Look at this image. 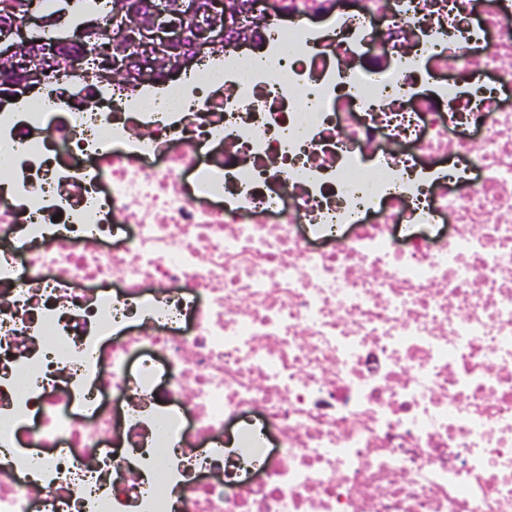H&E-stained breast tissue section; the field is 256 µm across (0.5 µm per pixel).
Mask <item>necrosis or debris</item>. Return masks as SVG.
Masks as SVG:
<instances>
[{
  "mask_svg": "<svg viewBox=\"0 0 512 512\" xmlns=\"http://www.w3.org/2000/svg\"><path fill=\"white\" fill-rule=\"evenodd\" d=\"M270 4L0 106V512H512V5Z\"/></svg>",
  "mask_w": 512,
  "mask_h": 512,
  "instance_id": "obj_1",
  "label": "necrosis or debris"
}]
</instances>
